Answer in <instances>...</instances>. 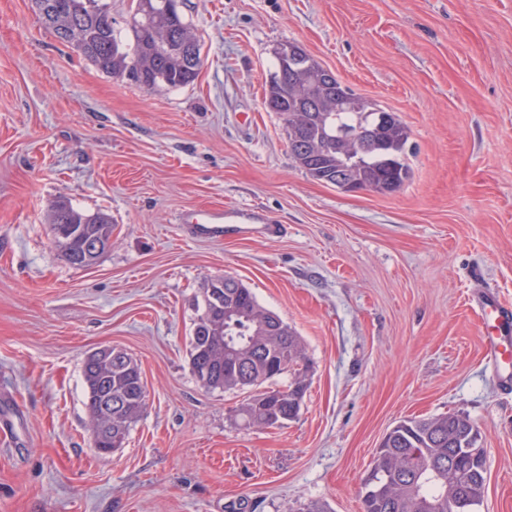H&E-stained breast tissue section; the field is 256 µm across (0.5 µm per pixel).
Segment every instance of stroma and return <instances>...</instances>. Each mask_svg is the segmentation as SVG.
<instances>
[{"mask_svg": "<svg viewBox=\"0 0 512 512\" xmlns=\"http://www.w3.org/2000/svg\"><path fill=\"white\" fill-rule=\"evenodd\" d=\"M194 83L107 75L0 0V512H363L391 425L463 413L487 457L479 512H512V392L484 359L472 295L512 303V0H186ZM301 44L410 130L411 177L346 192L299 169L264 92ZM67 196L112 218L90 267L54 243ZM258 211L287 227L191 237L180 214ZM231 274L300 337L309 387L280 428L207 390L186 338ZM116 347L146 404L122 450L93 446L83 365Z\"/></svg>", "mask_w": 512, "mask_h": 512, "instance_id": "obj_1", "label": "stroma"}]
</instances>
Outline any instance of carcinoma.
I'll use <instances>...</instances> for the list:
<instances>
[{
	"label": "carcinoma",
	"instance_id": "cac0c4a2",
	"mask_svg": "<svg viewBox=\"0 0 512 512\" xmlns=\"http://www.w3.org/2000/svg\"><path fill=\"white\" fill-rule=\"evenodd\" d=\"M129 22L132 37L121 39L112 26L111 0H33L36 12L62 42L72 45L100 71L155 90L191 84L198 76L201 45L182 12L165 11L162 0H146ZM298 64L278 62L264 97V106L284 121L291 156L315 180L344 182L355 190L381 195L401 190L410 178L406 163L409 130L402 120L379 143L366 136L348 144L347 133L368 125L380 110L374 101L342 85L305 48L288 42ZM356 100L360 110L338 108L337 100ZM54 230L63 219L64 235L55 236L67 261L93 265L102 253L88 246L107 244L112 219L88 214L64 196L49 206ZM189 365L208 390L251 388L237 415L248 426L280 427L295 419L308 389L305 348L296 332L278 314L259 304L236 277H217L204 288L201 313L188 336ZM292 373L285 388L263 384ZM88 430L101 452L124 447L139 421L145 398L139 364L114 347L96 351L83 368ZM477 443L469 416L456 413L398 422L380 444L363 494L364 512H456L463 500L476 512L486 489V462L464 454L448 469V451Z\"/></svg>",
	"mask_w": 512,
	"mask_h": 512
}]
</instances>
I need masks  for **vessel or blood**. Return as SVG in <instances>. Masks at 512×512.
<instances>
[{"instance_id":"vessel-or-blood-1","label":"vessel or blood","mask_w":512,"mask_h":512,"mask_svg":"<svg viewBox=\"0 0 512 512\" xmlns=\"http://www.w3.org/2000/svg\"><path fill=\"white\" fill-rule=\"evenodd\" d=\"M180 221L192 225L193 232L197 235L211 238L224 235V215L220 212L208 214L204 218L186 213L181 216ZM473 302L484 317L485 358L494 367L502 382L512 381V348L503 342L504 337L512 335V306H504L495 296L488 294L474 297Z\"/></svg>"}]
</instances>
